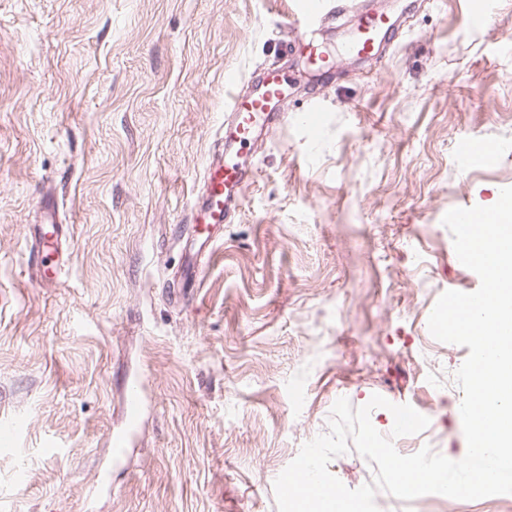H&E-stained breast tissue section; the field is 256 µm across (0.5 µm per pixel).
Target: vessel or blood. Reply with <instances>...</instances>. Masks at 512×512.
<instances>
[{"label":"vessel or blood","mask_w":512,"mask_h":512,"mask_svg":"<svg viewBox=\"0 0 512 512\" xmlns=\"http://www.w3.org/2000/svg\"><path fill=\"white\" fill-rule=\"evenodd\" d=\"M350 10L357 15L358 28L355 37L345 44V53L366 60L377 58L384 49L393 19L387 14L372 12L367 0H357L353 5L347 0H296L294 14L287 23L291 37L284 43L285 52H303L316 63H323L324 48L313 37L316 28ZM224 83L234 90L224 118V140L232 144L233 149L208 162L200 192L187 216L193 235L203 247L217 245L215 228L231 223L237 201L252 181L236 152L237 147L252 141L257 126L270 129L280 124L288 91L285 77L275 71L265 72L252 89L244 87L233 71L225 72ZM36 208L38 232L29 252L28 265L36 269L37 282L43 286L55 282L61 272L53 256L58 252L62 227L52 195H41ZM205 261L203 252L189 256L181 271L184 287H200Z\"/></svg>","instance_id":"obj_1"}]
</instances>
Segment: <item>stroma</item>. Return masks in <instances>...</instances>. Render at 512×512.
Listing matches in <instances>:
<instances>
[{
    "label": "stroma",
    "mask_w": 512,
    "mask_h": 512,
    "mask_svg": "<svg viewBox=\"0 0 512 512\" xmlns=\"http://www.w3.org/2000/svg\"><path fill=\"white\" fill-rule=\"evenodd\" d=\"M480 3L387 0L399 34L375 61L341 54L348 18L327 22L312 133L311 70L283 53L293 0H0V512H277L276 477L342 397L428 417L400 454L465 453L469 349L428 318L480 286L444 215L512 187V0L466 29ZM271 67L288 112L179 297L183 219L224 148V72ZM463 138L490 164H462ZM46 189L71 224L43 287L27 226Z\"/></svg>",
    "instance_id": "35a3bbf8"
}]
</instances>
